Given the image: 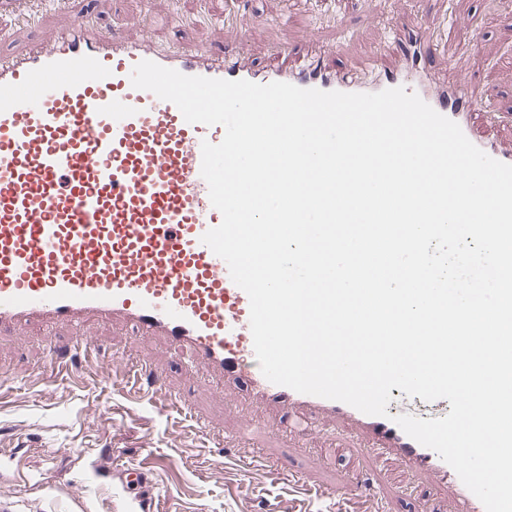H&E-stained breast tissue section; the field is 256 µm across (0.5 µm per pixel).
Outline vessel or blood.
<instances>
[{
    "label": "vessel or blood",
    "instance_id": "1",
    "mask_svg": "<svg viewBox=\"0 0 512 512\" xmlns=\"http://www.w3.org/2000/svg\"><path fill=\"white\" fill-rule=\"evenodd\" d=\"M433 39L415 34L395 69L337 72L319 58L277 50L258 69L238 54L157 51L75 21L51 48L0 54V327L73 325L84 315L161 337L225 384L287 407L300 428L323 419L351 423L350 440L369 456H393L448 489L460 512H485L439 455L391 418L340 401L301 394L262 374L250 330L248 295L226 262L202 243L222 221L201 176V143H220L222 125L186 122L179 109L132 86L134 66L151 60L189 76L287 82L305 89L379 92L404 87L456 122L490 157L512 164L486 129L495 113L439 84L426 59ZM56 374L73 356L104 359L93 340L52 345ZM135 381L164 388V370L147 360L130 366Z\"/></svg>",
    "mask_w": 512,
    "mask_h": 512
}]
</instances>
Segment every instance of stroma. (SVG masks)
Masks as SVG:
<instances>
[{
	"label": "stroma",
	"mask_w": 512,
	"mask_h": 512,
	"mask_svg": "<svg viewBox=\"0 0 512 512\" xmlns=\"http://www.w3.org/2000/svg\"><path fill=\"white\" fill-rule=\"evenodd\" d=\"M229 0H180L188 16L207 13L206 25L177 27L169 0H66L45 16L41 29L20 17L28 0H0V53L36 49L50 34L65 33L80 15L96 14L132 40L157 49L183 46L208 52L239 50L259 66L274 63L286 46L318 53L336 70L397 64L401 42L442 14L445 0H246L245 27L218 25ZM459 18L449 29L452 52L437 51L436 78L460 85L498 114L489 134L512 147V0H454ZM87 336L125 359L151 358L163 365L168 392L188 404L180 412L166 395L130 391L123 365L83 364L54 376L48 347L72 328L0 331V500L34 505L53 488L55 512H338L335 490L352 491L355 477L373 475L389 512H416L399 487L418 482L421 497L449 512L445 491L416 481L396 459L372 461L345 448L337 426H319L301 441H285L282 411L226 392L219 375L197 369L161 340L118 325L88 319ZM266 429L254 430L255 417ZM260 451L264 466L244 469L240 457ZM134 464L148 473L149 502L129 498L114 465ZM302 473L305 486L290 485L286 471Z\"/></svg>",
	"instance_id": "35a3bbf8"
}]
</instances>
